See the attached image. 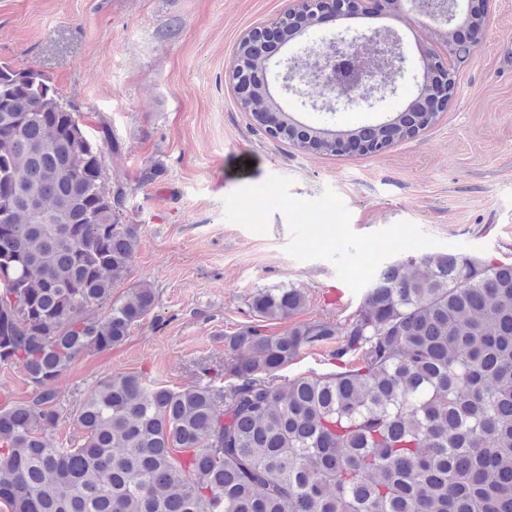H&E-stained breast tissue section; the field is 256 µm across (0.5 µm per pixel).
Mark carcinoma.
<instances>
[{
  "label": "carcinoma",
  "mask_w": 512,
  "mask_h": 512,
  "mask_svg": "<svg viewBox=\"0 0 512 512\" xmlns=\"http://www.w3.org/2000/svg\"><path fill=\"white\" fill-rule=\"evenodd\" d=\"M251 98L256 124L332 152L329 130L300 132L261 90ZM435 120L401 113L403 137ZM106 150L43 71L0 61V364L36 388L0 405L9 512H512V263L466 255L385 264L342 329L268 336L305 296L260 289L254 323L224 338V389L109 376L76 405L81 435L50 442L51 385L155 308L147 285L114 293L139 237L105 185ZM336 336L332 358L360 351V366L281 378Z\"/></svg>",
  "instance_id": "1"
}]
</instances>
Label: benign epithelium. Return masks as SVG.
<instances>
[{"label":"benign epithelium","mask_w":512,"mask_h":512,"mask_svg":"<svg viewBox=\"0 0 512 512\" xmlns=\"http://www.w3.org/2000/svg\"><path fill=\"white\" fill-rule=\"evenodd\" d=\"M460 2L461 0H295L294 6L280 16L274 28L252 29L242 35L241 41L249 42L258 51L257 58L253 61L235 56L231 66V78L239 87L241 106L245 111H251L250 92L253 82L245 80L244 76L262 80V88L268 94V69L272 66L277 68L274 79L279 82L280 89L299 97L302 92L296 78L301 73L311 83L322 81L331 86L335 85L336 80L342 79V74L337 72L335 56L321 52L323 46L334 43L345 49H356L351 57L352 77L371 81L368 93L359 96L338 94L324 100L313 99L310 107L327 112L349 106L381 109L397 94L398 81L405 79L411 72L409 57L404 51L398 32L390 29L383 34L377 28L365 32L353 27L351 20L371 19L382 11L400 16L409 6L432 21L450 26L462 12L459 10ZM472 12L473 0H467V8L462 13L468 18ZM302 16L309 20L310 25L301 31L299 39L292 44V49L283 58L270 63V58L276 53V50L269 47L275 30L283 28L284 22ZM325 20L336 23V37L330 41L323 37L318 43L308 40L312 30ZM423 86L428 88L430 95L428 104L425 105L426 111H436L448 105V99L452 96V86L448 83V66L435 54L427 55L424 62ZM380 127L386 134L380 138L378 146L369 147L362 140L355 142L338 138L329 140V144L338 153L355 150L377 154L385 150L388 143L401 137V133L394 131L391 121L380 124Z\"/></svg>","instance_id":"benign-epithelium-1"}]
</instances>
